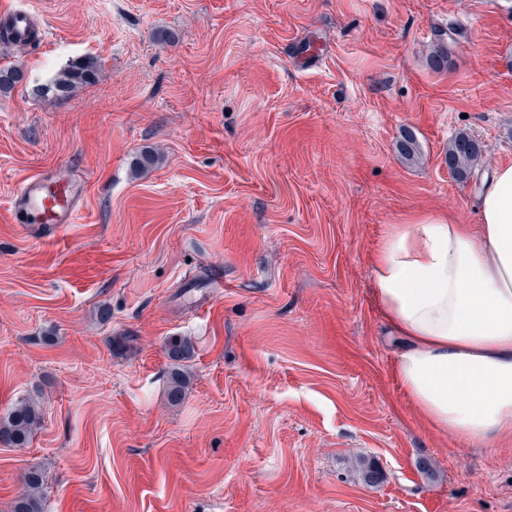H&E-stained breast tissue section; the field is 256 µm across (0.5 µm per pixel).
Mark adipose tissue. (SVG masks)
Masks as SVG:
<instances>
[{
	"mask_svg": "<svg viewBox=\"0 0 512 512\" xmlns=\"http://www.w3.org/2000/svg\"><path fill=\"white\" fill-rule=\"evenodd\" d=\"M479 221L390 225L375 295L402 343L400 388L436 427L472 445L512 436V165L486 181Z\"/></svg>",
	"mask_w": 512,
	"mask_h": 512,
	"instance_id": "ef3b65f1",
	"label": "adipose tissue"
}]
</instances>
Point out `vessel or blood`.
Masks as SVG:
<instances>
[{
    "instance_id": "b4317fda",
    "label": "vessel or blood",
    "mask_w": 512,
    "mask_h": 512,
    "mask_svg": "<svg viewBox=\"0 0 512 512\" xmlns=\"http://www.w3.org/2000/svg\"><path fill=\"white\" fill-rule=\"evenodd\" d=\"M15 43H27L32 32V15L15 10L9 20ZM82 192L65 173L35 176L23 181L15 192L14 218L20 224L62 227L73 223Z\"/></svg>"
}]
</instances>
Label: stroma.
Here are the masks:
<instances>
[{
  "mask_svg": "<svg viewBox=\"0 0 512 512\" xmlns=\"http://www.w3.org/2000/svg\"><path fill=\"white\" fill-rule=\"evenodd\" d=\"M17 7L45 36L0 41L24 72L0 92V416L33 397L43 421L0 444V512L33 466L43 512H512V439L417 412L371 275L389 225L475 223L512 164V0H0ZM89 54L93 84L42 94ZM462 132L482 148L466 182ZM62 166L75 221L15 223L19 184ZM173 337L194 345L177 404ZM481 157V146L466 133H459L448 143V168L457 181L468 180Z\"/></svg>",
  "mask_w": 512,
  "mask_h": 512,
  "instance_id": "stroma-1",
  "label": "stroma"
}]
</instances>
